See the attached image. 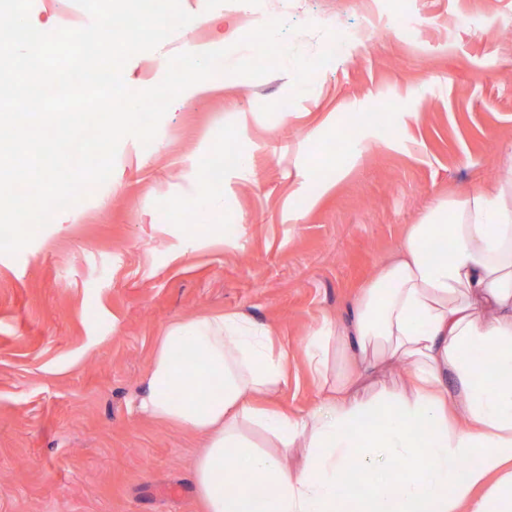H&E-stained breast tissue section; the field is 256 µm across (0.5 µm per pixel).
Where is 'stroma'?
I'll return each mask as SVG.
<instances>
[{"mask_svg": "<svg viewBox=\"0 0 512 512\" xmlns=\"http://www.w3.org/2000/svg\"><path fill=\"white\" fill-rule=\"evenodd\" d=\"M180 0L192 21L133 56L134 90L161 82L187 44L231 46L272 19L297 26L306 56L352 34L293 94L290 69L219 74L167 111L156 138L119 144L113 172L57 213L17 255L0 254V512H202L192 465L203 441L131 411L159 336L177 323L242 311L271 326L290 376L277 401L316 398L308 336L346 321L440 198L512 177V0ZM415 15L406 40L399 19ZM294 97L288 113L263 104ZM340 163L348 127L372 126ZM247 168L208 171L226 151ZM236 230L224 234L225 226Z\"/></svg>", "mask_w": 512, "mask_h": 512, "instance_id": "1", "label": "stroma"}]
</instances>
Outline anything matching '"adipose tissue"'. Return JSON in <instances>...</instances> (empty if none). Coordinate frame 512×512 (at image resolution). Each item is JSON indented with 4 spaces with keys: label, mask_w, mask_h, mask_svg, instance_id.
<instances>
[{
    "label": "adipose tissue",
    "mask_w": 512,
    "mask_h": 512,
    "mask_svg": "<svg viewBox=\"0 0 512 512\" xmlns=\"http://www.w3.org/2000/svg\"><path fill=\"white\" fill-rule=\"evenodd\" d=\"M394 360L407 386L366 394ZM306 365L317 397L291 415L270 403L289 374L272 329L202 317L160 336L131 405L205 435L203 512H512V181L410 225Z\"/></svg>",
    "instance_id": "1"
}]
</instances>
